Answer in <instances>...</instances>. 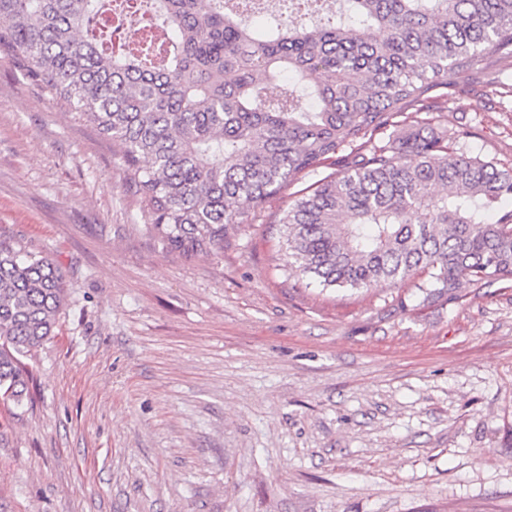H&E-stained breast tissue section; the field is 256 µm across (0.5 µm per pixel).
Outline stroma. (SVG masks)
I'll return each mask as SVG.
<instances>
[{"mask_svg":"<svg viewBox=\"0 0 512 512\" xmlns=\"http://www.w3.org/2000/svg\"><path fill=\"white\" fill-rule=\"evenodd\" d=\"M435 127L512 166V112L454 75ZM306 176L183 258L146 231L118 147L0 54V235L69 284L0 402V512H512V283L456 303L285 278Z\"/></svg>","mask_w":512,"mask_h":512,"instance_id":"1","label":"stroma"}]
</instances>
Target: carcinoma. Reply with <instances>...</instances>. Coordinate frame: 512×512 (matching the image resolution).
Returning <instances> with one entry per match:
<instances>
[{
    "label": "carcinoma",
    "mask_w": 512,
    "mask_h": 512,
    "mask_svg": "<svg viewBox=\"0 0 512 512\" xmlns=\"http://www.w3.org/2000/svg\"><path fill=\"white\" fill-rule=\"evenodd\" d=\"M169 40L135 50L86 34L105 0H0V50L119 147L123 181L170 253L224 248L230 227L293 181L333 172L278 219L282 271L323 288L427 297L512 281V168L471 135L390 128L435 108L459 71L512 65V0H301L257 27L237 0H155ZM68 294L46 256L0 238V394L19 404L22 358L54 335Z\"/></svg>",
    "instance_id": "obj_1"
}]
</instances>
